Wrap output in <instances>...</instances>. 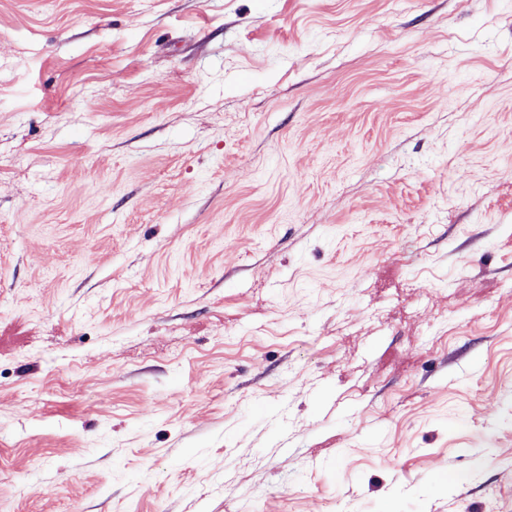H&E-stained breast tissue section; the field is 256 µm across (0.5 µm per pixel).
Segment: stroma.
<instances>
[{
    "label": "stroma",
    "mask_w": 512,
    "mask_h": 512,
    "mask_svg": "<svg viewBox=\"0 0 512 512\" xmlns=\"http://www.w3.org/2000/svg\"><path fill=\"white\" fill-rule=\"evenodd\" d=\"M512 512V0H0V512Z\"/></svg>",
    "instance_id": "1"
}]
</instances>
